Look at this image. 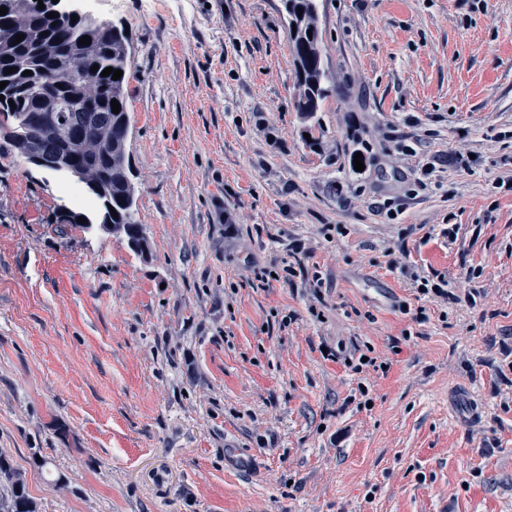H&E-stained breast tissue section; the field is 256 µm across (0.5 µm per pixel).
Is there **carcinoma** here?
<instances>
[{"instance_id":"carcinoma-1","label":"carcinoma","mask_w":512,"mask_h":512,"mask_svg":"<svg viewBox=\"0 0 512 512\" xmlns=\"http://www.w3.org/2000/svg\"><path fill=\"white\" fill-rule=\"evenodd\" d=\"M8 8L0 16V146L25 160L39 156L47 170L72 176L93 196L101 228L125 235L131 249L144 256L149 243L139 223L136 189L128 162L132 130L127 107V75L133 44L121 25L92 23L60 13L32 0H0ZM298 85L295 108L310 117L319 110L329 88L320 48L316 0H284ZM303 13H298V9ZM312 34H307V31ZM47 35H42V32ZM24 40L14 43L15 36ZM89 36V45L78 44ZM99 65L98 72L91 71ZM16 71L7 74L5 69ZM111 67L124 75L114 80L101 71ZM29 70L31 74L23 75ZM120 104L119 113L111 101ZM15 107H10L9 101ZM118 218H113L110 209ZM0 512H37L21 471L0 454Z\"/></svg>"}]
</instances>
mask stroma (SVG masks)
<instances>
[{
    "mask_svg": "<svg viewBox=\"0 0 512 512\" xmlns=\"http://www.w3.org/2000/svg\"><path fill=\"white\" fill-rule=\"evenodd\" d=\"M78 5L134 45L150 253L0 155V451L38 512H512V0H317L309 119L283 0Z\"/></svg>",
    "mask_w": 512,
    "mask_h": 512,
    "instance_id": "1",
    "label": "stroma"
}]
</instances>
